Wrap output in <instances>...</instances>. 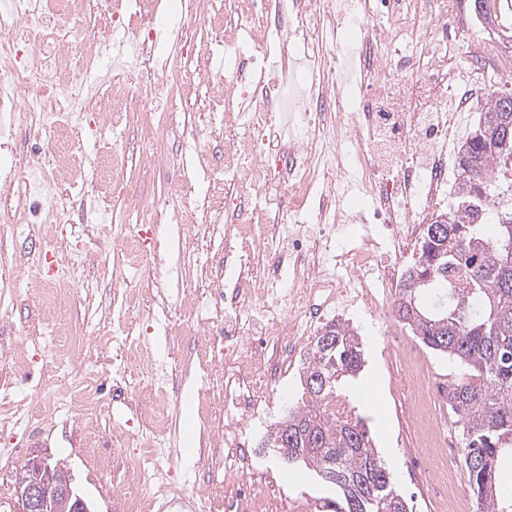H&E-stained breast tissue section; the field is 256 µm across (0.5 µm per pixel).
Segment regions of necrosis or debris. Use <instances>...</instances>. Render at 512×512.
Wrapping results in <instances>:
<instances>
[{"mask_svg":"<svg viewBox=\"0 0 512 512\" xmlns=\"http://www.w3.org/2000/svg\"><path fill=\"white\" fill-rule=\"evenodd\" d=\"M84 0H5L0 5V112L29 125L35 136L62 123L82 125L88 64L103 57L113 27L139 41L154 38L146 22L159 0H139L138 16L121 11V0H100L104 34L75 41ZM236 23L210 11L207 0H189L188 15L206 16L217 32L230 29L225 58L231 75L214 85L224 103L225 176L258 190L255 209L290 206L278 224H230L224 254L236 263L247 289L217 299L195 292L186 311L198 329L219 323L224 359H202L203 369L221 374L216 390L199 396L196 410L209 420L222 406L224 445L212 454L224 466V483L208 498L173 483L165 462L175 450L169 432L172 413L160 406L166 385L154 364L151 392L142 413L136 447L148 449L160 465L137 470L124 498L125 512H142L143 486L173 492L174 504L196 512H291L286 498L269 488L250 467V438L264 428L275 405L278 383L295 369L318 335L327 312L355 308L383 315L397 294L401 276L418 254L422 217L450 206L449 188L464 139L462 119L483 102L490 74L512 73V53L498 46L494 30L465 13L458 0H240ZM362 20L349 29L346 15ZM479 31L469 44L472 78L459 84L455 49L459 32ZM278 45L281 69L313 62L305 83L280 84L269 72L257 84L242 79L245 63L260 64ZM292 116L296 138L277 137V113ZM65 153L34 148L28 166L41 172L32 195L44 221L64 222L65 211L48 208ZM356 180L379 219L377 235L355 244L338 242L343 208L332 200L342 181ZM410 421L428 430V445L443 448L446 433L431 427L428 401L436 391L429 378L407 381Z\"/></svg>","mask_w":512,"mask_h":512,"instance_id":"4bbe7bcc","label":"necrosis or debris"}]
</instances>
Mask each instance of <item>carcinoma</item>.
Here are the masks:
<instances>
[{
	"label": "carcinoma",
	"instance_id": "cac0c4a2",
	"mask_svg": "<svg viewBox=\"0 0 512 512\" xmlns=\"http://www.w3.org/2000/svg\"><path fill=\"white\" fill-rule=\"evenodd\" d=\"M492 89L457 157L459 192L443 229L426 225L418 258L398 291L396 314L428 350L462 377L448 383L461 418L464 464L477 512H512L500 464L512 451V126ZM364 363V344L345 323L322 328L302 367L303 399L277 423L265 447L287 467L303 465L337 496L317 512H413L398 493L363 419L336 411L337 389ZM288 429V446L275 436Z\"/></svg>",
	"mask_w": 512,
	"mask_h": 512
}]
</instances>
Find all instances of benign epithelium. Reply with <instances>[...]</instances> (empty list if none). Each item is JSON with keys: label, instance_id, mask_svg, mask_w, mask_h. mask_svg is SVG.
Instances as JSON below:
<instances>
[{"label": "benign epithelium", "instance_id": "7a95c632", "mask_svg": "<svg viewBox=\"0 0 512 512\" xmlns=\"http://www.w3.org/2000/svg\"><path fill=\"white\" fill-rule=\"evenodd\" d=\"M17 496L18 512H90L72 477L62 475L43 454L29 457L26 473L17 482Z\"/></svg>", "mask_w": 512, "mask_h": 512}]
</instances>
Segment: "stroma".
<instances>
[{
    "label": "stroma",
    "instance_id": "obj_1",
    "mask_svg": "<svg viewBox=\"0 0 512 512\" xmlns=\"http://www.w3.org/2000/svg\"><path fill=\"white\" fill-rule=\"evenodd\" d=\"M167 2L168 9L150 24L157 30H179L193 49L189 61L171 69L159 56L143 63L140 45L113 34L135 108L124 115L119 130L86 125L54 142L74 159L73 174L59 178L58 196L67 197L77 179L98 190L95 206L74 207L67 224L0 222V350L20 345L29 354L20 369L0 368V396L20 411L9 425L0 424V448L16 451L11 465H0V512H18L15 472L35 451L64 461L97 512H122L133 471L151 464L142 448L113 452L114 434L142 430V392H113L112 348L95 346L93 339L112 332L122 320L138 352L173 366L166 397L176 418L174 482L224 480L202 452L190 459L183 454L191 438L205 441L224 432L223 413L205 426L195 407L205 387L198 360L206 353L223 356L224 339L196 334L183 302L203 286L196 272L199 262L210 261L224 287L237 281L224 257V226L210 224L205 211L210 191L232 196L244 221L252 214L256 194L242 190L238 182L212 184L205 176L222 148L224 122L194 71L223 73L224 38L203 18L182 19V0ZM111 152L116 170L104 186L90 162ZM177 182L185 186L180 197L169 193ZM141 229L147 235L141 258L134 262L122 239ZM78 251L88 260L78 268L74 284L63 286L61 302L46 301L47 260L61 261ZM348 320L364 341L365 366L342 387L339 400L364 419L415 512H444L442 500L431 493L428 475L411 468L415 455H422L430 470L438 469L439 458L426 449L425 436L402 420L407 404L400 387L407 367L379 338L384 327L400 336L409 330L393 315L382 326L361 311ZM255 466L295 512H316L318 500L330 494L312 472L285 468L271 453H264Z\"/></svg>",
    "mask_w": 512,
    "mask_h": 512
}]
</instances>
